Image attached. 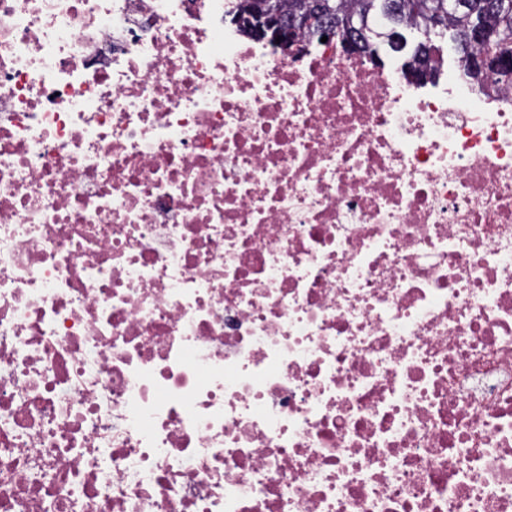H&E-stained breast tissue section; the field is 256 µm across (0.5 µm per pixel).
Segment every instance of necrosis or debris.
Instances as JSON below:
<instances>
[{
    "label": "necrosis or debris",
    "mask_w": 512,
    "mask_h": 512,
    "mask_svg": "<svg viewBox=\"0 0 512 512\" xmlns=\"http://www.w3.org/2000/svg\"><path fill=\"white\" fill-rule=\"evenodd\" d=\"M229 0H0V512H512V87ZM281 8L285 16L288 17L296 8L303 10L302 15L304 22L302 23V30L299 31L301 42L311 39L320 40L321 18L315 13L314 8H309L311 2L314 0H292L290 8L288 9V2L290 0H280ZM286 2V6L283 3ZM250 9L253 12V28L252 35L254 38L265 39L273 42L279 48L284 47L288 43H293L291 47H300V43H296L294 34L302 22L301 11L289 17V22H286L282 12L279 9L277 0H251ZM287 7V9L285 8ZM280 36V43L276 44V38ZM291 47L289 50H291Z\"/></svg>",
    "instance_id": "obj_1"
}]
</instances>
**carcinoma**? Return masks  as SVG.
<instances>
[{
  "instance_id": "cac0c4a2",
  "label": "carcinoma",
  "mask_w": 512,
  "mask_h": 512,
  "mask_svg": "<svg viewBox=\"0 0 512 512\" xmlns=\"http://www.w3.org/2000/svg\"><path fill=\"white\" fill-rule=\"evenodd\" d=\"M335 7L343 14L361 18L369 42L376 45L387 44L396 32L431 28L441 38L450 37L455 53L464 62L465 76L474 83L481 85L491 78L512 84V0H463V7L454 13L448 12L446 0H335ZM297 8L302 9L304 17L301 40L320 38L321 18L310 8V0H292V6L283 13L288 15ZM491 8L496 13L494 34L471 42L470 33ZM421 58L427 60L431 77H436L443 56L434 42L415 44L401 71Z\"/></svg>"
}]
</instances>
